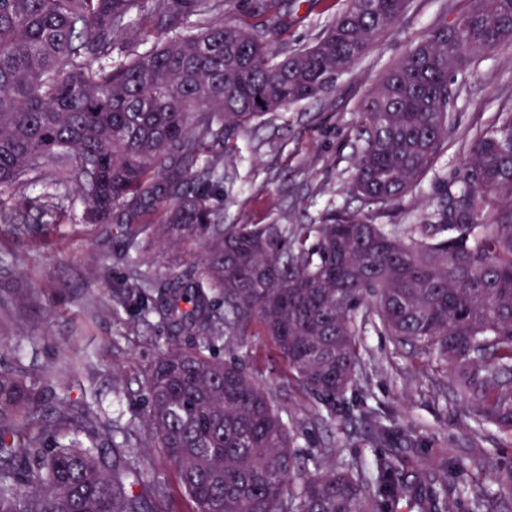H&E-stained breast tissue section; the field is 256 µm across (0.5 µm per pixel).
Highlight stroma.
Here are the masks:
<instances>
[{"label": "stroma", "instance_id": "1", "mask_svg": "<svg viewBox=\"0 0 512 512\" xmlns=\"http://www.w3.org/2000/svg\"><path fill=\"white\" fill-rule=\"evenodd\" d=\"M344 0H302L298 9L272 20L276 41L291 49L313 43ZM464 0H411L406 12L369 52L322 98L292 105L255 121L224 150V221L228 224H315L331 206H347L377 224H412L436 207L441 173L456 169L463 143L497 112L512 106V47L502 46L477 62L475 79L462 84L456 100V123L448 150L435 172L412 195L380 210L350 190L361 142L357 132L363 103L383 72L399 60L410 40L430 27L451 21ZM119 243L115 227L81 224L66 236L43 244L32 239L15 246L0 236V250L14 248L18 258L0 267V294L24 288L29 302L0 305V335L12 337V359L35 368H54L59 385L98 411L118 438L137 454L147 479L163 483L177 512H190L176 468L160 449L151 447L150 431L139 418L145 380L169 341L166 330L135 326L129 312L113 307L109 281L123 268L112 254ZM143 271L164 280L196 265L189 249L151 245L140 255ZM103 267L105 277L90 271ZM364 370L360 385L370 404L386 405L398 426L412 427L424 447L447 450L459 467L454 482H471L468 495H448V512H469L473 495L492 487L499 464L512 458V443L492 428L478 432L472 406L455 387L452 373L434 359L392 337L368 333L362 338ZM221 357H237L270 393L304 448H339L350 460L363 455L370 434L357 427L331 424L317 416L316 404L291 376L258 325L233 341H219Z\"/></svg>", "mask_w": 512, "mask_h": 512}]
</instances>
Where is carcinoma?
<instances>
[{
    "mask_svg": "<svg viewBox=\"0 0 512 512\" xmlns=\"http://www.w3.org/2000/svg\"><path fill=\"white\" fill-rule=\"evenodd\" d=\"M297 0H0V188L43 193L14 213L18 243L45 226L116 224L119 306L177 339L145 387L141 422L193 512H448L438 448L383 410L346 420L391 441L369 458L296 449V435L241 360L213 344L258 323L326 418L357 386L369 330L443 362L472 420L512 438V109L469 138L436 209L375 224L346 207L319 224H226L224 141L257 119L330 93L409 0H346L314 44L274 46L265 17ZM150 44L125 52L130 33ZM512 44V0H470L416 38L362 106L351 191L391 207L448 147L453 84ZM197 244L203 269L154 281L138 255ZM494 501L512 499V463ZM0 512H176L164 488L52 370L0 358Z\"/></svg>",
    "mask_w": 512,
    "mask_h": 512,
    "instance_id": "obj_1",
    "label": "carcinoma"
}]
</instances>
